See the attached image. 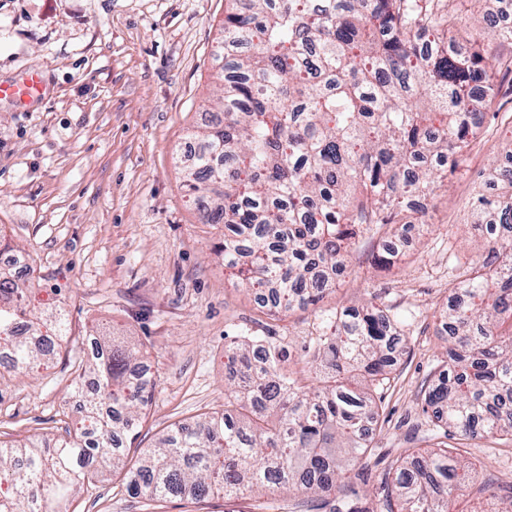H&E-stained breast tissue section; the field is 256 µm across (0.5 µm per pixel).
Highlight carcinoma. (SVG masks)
Instances as JSON below:
<instances>
[{
	"label": "carcinoma",
	"instance_id": "1",
	"mask_svg": "<svg viewBox=\"0 0 512 512\" xmlns=\"http://www.w3.org/2000/svg\"><path fill=\"white\" fill-rule=\"evenodd\" d=\"M217 58L224 61L214 119L195 135L186 187L204 202L202 223L224 225V266L267 290L276 315L314 307L309 385L291 342L235 337L224 412L175 424L134 463L151 378L131 371L138 349L97 330L90 390L77 383V418L51 442L0 440V512H71V497L108 464L127 492L152 499L244 492L341 496L347 474L367 466L365 425L378 417L399 343V321L371 301L342 312L321 306L348 255L373 232L421 233L414 201L431 198L463 160L468 136L498 96L472 31L512 44L495 27L499 0L467 17L464 0H229ZM492 163L487 178L498 172ZM496 178V177H494ZM477 196L472 226L488 255L451 268L448 348L426 401L455 433L512 434V172ZM33 289L0 266V350L5 374L55 356L62 310L23 306ZM23 320L36 344L15 336ZM468 466L445 441L403 456L383 475L380 512H448Z\"/></svg>",
	"mask_w": 512,
	"mask_h": 512
}]
</instances>
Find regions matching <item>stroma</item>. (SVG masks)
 <instances>
[{
    "instance_id": "35a3bbf8",
    "label": "stroma",
    "mask_w": 512,
    "mask_h": 512,
    "mask_svg": "<svg viewBox=\"0 0 512 512\" xmlns=\"http://www.w3.org/2000/svg\"><path fill=\"white\" fill-rule=\"evenodd\" d=\"M227 0H0V82L40 74L43 97L0 104V234L31 269L43 302L61 308L68 340L47 365L0 383V439L60 437L72 414L76 364L90 360L91 326L135 337L156 385L129 459L172 424L224 408L225 350L233 336H291L303 361L312 309L271 319L224 269V229L202 223L184 186L191 132L207 123ZM463 163L426 208L430 230L376 267L366 236L324 298L344 309L374 300L404 320L406 341L381 394L367 467L353 479L356 512H376L380 476L430 447L437 430L425 393L447 341L437 332L455 262L478 253L471 202L492 160L512 159V81ZM472 474L448 512H498L512 495V436L449 437ZM496 485L492 498L487 485ZM264 496L225 501L130 496L103 471L76 512H262Z\"/></svg>"
}]
</instances>
